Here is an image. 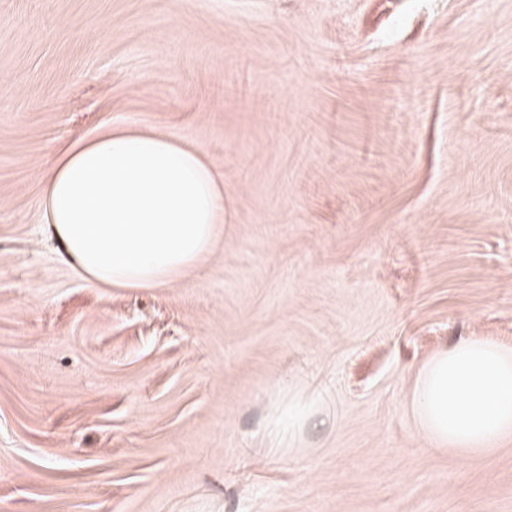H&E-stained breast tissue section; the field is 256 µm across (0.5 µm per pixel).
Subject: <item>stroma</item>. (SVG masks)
I'll return each mask as SVG.
<instances>
[{
	"mask_svg": "<svg viewBox=\"0 0 512 512\" xmlns=\"http://www.w3.org/2000/svg\"><path fill=\"white\" fill-rule=\"evenodd\" d=\"M111 126L224 174L182 281L92 286L42 222ZM467 336L512 344V0H0V512H512V439L411 412Z\"/></svg>",
	"mask_w": 512,
	"mask_h": 512,
	"instance_id": "stroma-1",
	"label": "stroma"
}]
</instances>
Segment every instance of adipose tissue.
<instances>
[{"mask_svg": "<svg viewBox=\"0 0 512 512\" xmlns=\"http://www.w3.org/2000/svg\"><path fill=\"white\" fill-rule=\"evenodd\" d=\"M46 224L71 267L97 287L180 281L224 233V176L167 134L111 127L77 140L43 179ZM411 409L435 447L467 457L512 437V346L466 337L419 370Z\"/></svg>", "mask_w": 512, "mask_h": 512, "instance_id": "1", "label": "adipose tissue"}]
</instances>
